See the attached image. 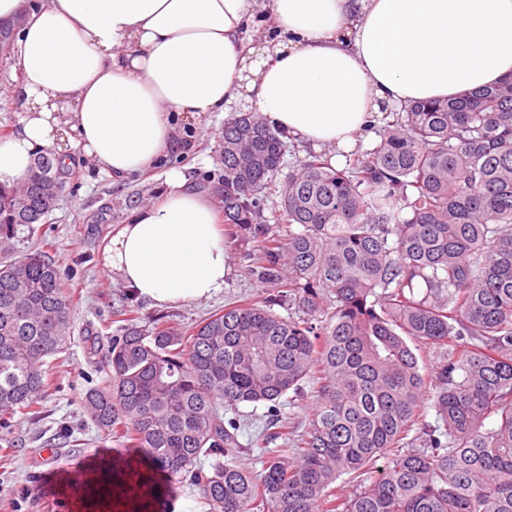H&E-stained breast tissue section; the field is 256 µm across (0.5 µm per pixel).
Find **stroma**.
<instances>
[{"instance_id":"obj_1","label":"stroma","mask_w":512,"mask_h":512,"mask_svg":"<svg viewBox=\"0 0 512 512\" xmlns=\"http://www.w3.org/2000/svg\"><path fill=\"white\" fill-rule=\"evenodd\" d=\"M9 42V36L0 35V97L7 101L6 106L0 107V128L12 131L19 122L20 110L12 100L21 74L9 55ZM251 109L249 102L241 100L232 103L224 114L178 117L177 150L148 172L120 183L112 182L78 152H71L61 197L42 224L40 235H31L22 226L11 239L10 253L16 258L42 243L53 245L62 284L75 294L74 331L68 351L55 368L57 389L38 402L42 420L17 416L8 441H0V512H66V492L55 484L56 475L66 473L74 464L125 456L123 445L100 436L81 406L86 390L107 379L103 368L106 340L117 334L121 310H134L138 325L144 329L150 328L154 318L163 316L188 331L211 312L241 297L273 293V285L247 274V255L255 250L256 243L241 236L226 240L233 273L223 290L211 299L190 304L161 309L134 299L117 275L108 274L101 267L105 240L127 223L132 210L158 200L170 170L182 171L193 189L220 202L224 122L227 116ZM92 333L103 338L94 353L84 343L85 336ZM64 426L71 431L66 439L59 436ZM48 447L55 451L50 459L43 455Z\"/></svg>"}]
</instances>
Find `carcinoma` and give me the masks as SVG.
<instances>
[{
	"label": "carcinoma",
	"instance_id": "cac0c4a2",
	"mask_svg": "<svg viewBox=\"0 0 512 512\" xmlns=\"http://www.w3.org/2000/svg\"><path fill=\"white\" fill-rule=\"evenodd\" d=\"M381 121L380 141L344 166L310 153L292 167L269 218L282 135L255 112L225 123L224 224L256 239L248 273L277 295L190 335L126 320L108 380L82 398L102 436L188 481L205 512H512V83ZM65 169L43 149L23 184L0 183V433L18 411L40 417L57 387L47 365L73 333L49 251L8 253L18 227L49 217L44 187ZM305 382L314 410L299 433L279 405ZM257 404L276 427L256 441L259 473L237 464L241 422L221 413Z\"/></svg>",
	"mask_w": 512,
	"mask_h": 512
}]
</instances>
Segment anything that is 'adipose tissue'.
<instances>
[{
	"label": "adipose tissue",
	"mask_w": 512,
	"mask_h": 512,
	"mask_svg": "<svg viewBox=\"0 0 512 512\" xmlns=\"http://www.w3.org/2000/svg\"><path fill=\"white\" fill-rule=\"evenodd\" d=\"M270 13L274 36L250 34ZM22 74L0 182L37 148L69 143L115 181L176 146L172 113L245 99L263 122L319 150L355 145L381 106L446 100L512 79V0H0ZM135 298H211L231 267L212 202L173 171L101 251Z\"/></svg>",
	"instance_id": "adipose-tissue-1"
}]
</instances>
